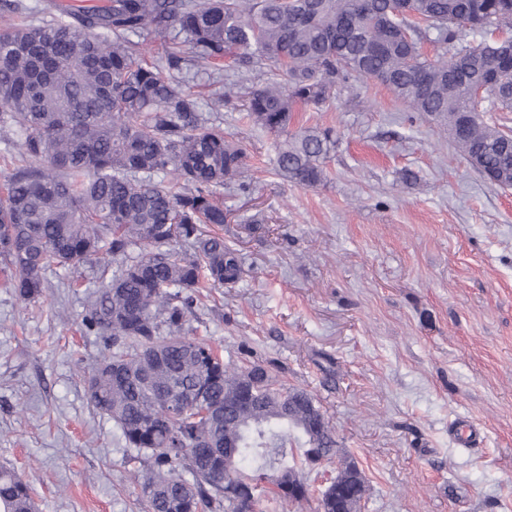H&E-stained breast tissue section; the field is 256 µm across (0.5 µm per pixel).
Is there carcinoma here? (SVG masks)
I'll return each mask as SVG.
<instances>
[{
	"mask_svg": "<svg viewBox=\"0 0 512 512\" xmlns=\"http://www.w3.org/2000/svg\"><path fill=\"white\" fill-rule=\"evenodd\" d=\"M112 0L94 15L22 21L0 31V125L20 135L27 165L0 199V268L26 302L45 272L112 257V276L85 308L104 352L86 377L90 404L115 423L146 512H256L309 498L304 463L337 460L321 512H358L367 486L337 448L315 398L260 364L236 367L183 325L200 289L242 275L224 236L217 191L241 182L245 153L202 113L178 76L183 64L228 58L267 75L244 93L258 126L281 138L276 166L314 187L334 145L328 129L290 132L298 103L373 79L411 112L448 127L459 156L489 183L512 188V129L481 115L512 112V0ZM179 28L165 63L143 64L132 37ZM478 30L491 38L468 40ZM434 32L443 53L427 59ZM170 170L175 181L155 176ZM246 498L242 507L224 485ZM29 484L0 467V512H33Z\"/></svg>",
	"mask_w": 512,
	"mask_h": 512,
	"instance_id": "carcinoma-1",
	"label": "carcinoma"
}]
</instances>
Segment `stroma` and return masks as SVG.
Returning a JSON list of instances; mask_svg holds the SVG:
<instances>
[{
    "mask_svg": "<svg viewBox=\"0 0 512 512\" xmlns=\"http://www.w3.org/2000/svg\"><path fill=\"white\" fill-rule=\"evenodd\" d=\"M186 66L203 111L248 156L221 189L243 274L187 316L225 362L259 363L311 393L362 470L361 512H512V188L491 185L447 127L377 81L296 106L291 129H331L313 188L276 169V139L222 94L251 72ZM103 261L51 268L34 300L0 283V466L36 512H145L119 431L85 378L103 352L82 317ZM468 420L481 442L458 445Z\"/></svg>",
    "mask_w": 512,
    "mask_h": 512,
    "instance_id": "1",
    "label": "stroma"
}]
</instances>
